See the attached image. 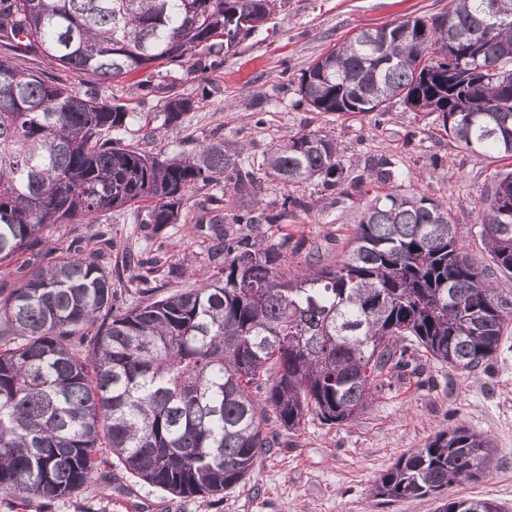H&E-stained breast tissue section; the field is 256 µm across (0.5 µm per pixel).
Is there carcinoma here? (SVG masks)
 Masks as SVG:
<instances>
[{
  "mask_svg": "<svg viewBox=\"0 0 512 512\" xmlns=\"http://www.w3.org/2000/svg\"><path fill=\"white\" fill-rule=\"evenodd\" d=\"M273 0H0V267L30 253V272L0 297V494L54 499L81 493L110 466L178 497L219 495L245 480L278 445L270 418L297 431L309 417L342 425L363 415L422 357L465 371L485 367L512 334V171L483 200L479 235L491 264L463 252L448 208L409 192L410 175L376 197L340 260L301 241L265 245L257 232L282 224L303 196L279 206L200 203L209 225L198 288L124 306L105 265V242L86 254L48 246L43 232L134 207L158 234L178 220L189 192L230 186L254 196L311 184H348V167L327 131L269 145L257 164L210 141L161 157L125 140L151 121L102 95L112 80L149 71L144 95L163 102L176 127L195 100L173 93L166 64L187 63L207 94V75L267 19ZM490 0H450L425 21L362 29L315 59L299 94L314 112L384 113L393 99L437 115L472 153L512 158V16L487 23ZM410 26L428 29L417 42ZM233 41L224 39V34ZM455 42L465 55L448 54ZM42 55L82 77L79 90L22 65ZM233 224L228 229L224 224ZM57 252L53 260L43 256ZM163 260L129 250L122 267ZM264 390L263 401L253 390ZM493 440L465 425L400 456L372 496H432L437 512H512L485 498L443 499L452 484L478 481Z\"/></svg>",
  "mask_w": 512,
  "mask_h": 512,
  "instance_id": "cac0c4a2",
  "label": "carcinoma"
}]
</instances>
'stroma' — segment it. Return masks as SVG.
Segmentation results:
<instances>
[{
	"instance_id": "1",
	"label": "stroma",
	"mask_w": 512,
	"mask_h": 512,
	"mask_svg": "<svg viewBox=\"0 0 512 512\" xmlns=\"http://www.w3.org/2000/svg\"><path fill=\"white\" fill-rule=\"evenodd\" d=\"M449 0H277L266 25L224 59L210 77V94L198 99L197 80L184 67L167 70L175 91L195 99L194 110L176 129H158L148 151L171 156L183 143L196 145L212 136L253 157L269 144L299 131H332L351 175L360 183L349 192L317 198L312 209L299 210L285 224L267 230L264 244L282 238L324 242L343 257L367 204L390 192L378 180L381 160L409 172L412 188L446 202L460 242L474 257L484 253L476 225L480 202L496 175L512 170V159L474 154L441 131L433 116L393 104L386 114L344 116L311 111L298 86L311 62L360 29L388 25L409 17L446 12ZM135 72L105 88L111 102L142 113L159 111L158 100H143ZM192 191L177 223L157 235L141 231L132 209H116L94 223L78 224L72 239L86 241L100 231L114 240L113 255L132 247L162 250L165 261L153 278L176 292L209 276L205 262L207 228L199 227ZM178 263L181 277L168 266ZM462 424L489 434L498 452L489 476L449 488L452 498H492L512 507V350H502L487 368L474 372L426 362L421 378L399 382L391 392L354 421L333 428L308 420L297 432L279 431V446L258 460L245 484L218 496L180 498L148 485L113 465L110 478H96L80 496L52 501L4 500L0 512H436V499L409 498L386 503L372 497L375 482L404 453L423 447L448 426Z\"/></svg>"
}]
</instances>
